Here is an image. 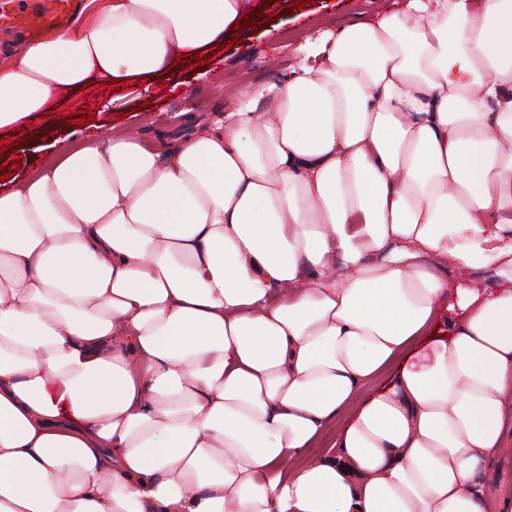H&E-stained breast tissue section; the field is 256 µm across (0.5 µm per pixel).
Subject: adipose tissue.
<instances>
[{"label":"adipose tissue","instance_id":"1","mask_svg":"<svg viewBox=\"0 0 512 512\" xmlns=\"http://www.w3.org/2000/svg\"><path fill=\"white\" fill-rule=\"evenodd\" d=\"M259 6L85 0L0 65V130ZM299 51L265 111L165 154L93 133L0 190V512H512L482 478L512 284L434 266L512 255V0H408ZM441 268L437 271L442 279L448 284V288H455L458 285L472 288H493L500 283L508 282L507 278L512 277L510 261L500 265L483 268H466L458 265L450 258L440 259Z\"/></svg>","mask_w":512,"mask_h":512}]
</instances>
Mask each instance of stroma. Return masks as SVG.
Listing matches in <instances>:
<instances>
[{"label": "stroma", "instance_id": "35a3bbf8", "mask_svg": "<svg viewBox=\"0 0 512 512\" xmlns=\"http://www.w3.org/2000/svg\"><path fill=\"white\" fill-rule=\"evenodd\" d=\"M403 0H272L268 21L238 32V45L228 46L202 65H187L165 73L162 83L144 87L131 83L75 94L61 103L51 121L35 120L21 128L19 145L11 147L21 163L20 177L34 176L50 162L59 143L75 144L89 133L132 129L158 144L177 132L171 114L202 115L215 121L236 111L242 94L285 81L297 58L292 43L318 39L324 32L372 15L401 10ZM293 13H286V6ZM93 110L88 125H62L60 117L78 108ZM439 275L449 287L491 288L512 277V266L466 268L442 260Z\"/></svg>", "mask_w": 512, "mask_h": 512}]
</instances>
